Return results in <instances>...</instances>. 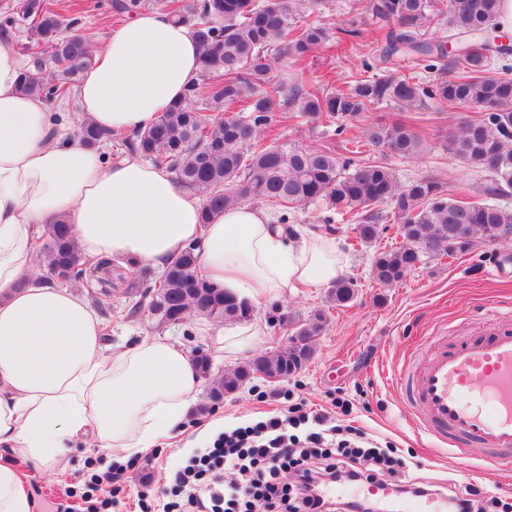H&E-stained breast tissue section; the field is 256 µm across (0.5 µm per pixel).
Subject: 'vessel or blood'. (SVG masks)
Segmentation results:
<instances>
[{
	"instance_id": "vessel-or-blood-1",
	"label": "vessel or blood",
	"mask_w": 512,
	"mask_h": 512,
	"mask_svg": "<svg viewBox=\"0 0 512 512\" xmlns=\"http://www.w3.org/2000/svg\"><path fill=\"white\" fill-rule=\"evenodd\" d=\"M426 418L419 433L464 458L465 442L479 444L495 465L512 463V327L442 344L423 364L401 370ZM395 512H448L438 495L403 498Z\"/></svg>"
}]
</instances>
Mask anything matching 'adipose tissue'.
Wrapping results in <instances>:
<instances>
[{"label": "adipose tissue", "instance_id": "obj_1", "mask_svg": "<svg viewBox=\"0 0 512 512\" xmlns=\"http://www.w3.org/2000/svg\"><path fill=\"white\" fill-rule=\"evenodd\" d=\"M22 70L1 47L0 448L50 471L62 448L88 441L118 466L185 421L200 380L180 344L110 346L81 295L40 282L33 239L43 224L63 217L84 256L158 269L198 244L200 275L255 309L332 283L346 262L335 238L293 234L250 204L202 223L199 197L165 170L136 154L108 163L101 147L53 134L46 102L18 89ZM200 76L189 27L143 11L105 34L75 89L76 111L107 133L144 130ZM204 333L214 351L236 358L262 342L265 323ZM0 512H32L18 471L2 460Z\"/></svg>", "mask_w": 512, "mask_h": 512}]
</instances>
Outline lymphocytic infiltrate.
Instances as JSON below:
<instances>
[{
  "mask_svg": "<svg viewBox=\"0 0 512 512\" xmlns=\"http://www.w3.org/2000/svg\"><path fill=\"white\" fill-rule=\"evenodd\" d=\"M355 426L333 424L329 412L295 403L286 413L275 411L254 424L221 432L212 446L190 455L178 469L164 512H330L326 485L341 479L371 481L382 470L393 471L405 492L423 495L426 487L399 468L390 451L359 445L341 438ZM237 471V480L224 479L225 469ZM295 469L300 481L283 484L280 476ZM124 486L121 472L92 473L80 506L57 512H110L112 499Z\"/></svg>",
  "mask_w": 512,
  "mask_h": 512,
  "instance_id": "obj_1",
  "label": "lymphocytic infiltrate"
}]
</instances>
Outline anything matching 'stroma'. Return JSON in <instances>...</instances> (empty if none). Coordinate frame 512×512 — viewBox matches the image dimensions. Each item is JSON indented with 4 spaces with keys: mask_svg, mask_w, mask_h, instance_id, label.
Wrapping results in <instances>:
<instances>
[{
    "mask_svg": "<svg viewBox=\"0 0 512 512\" xmlns=\"http://www.w3.org/2000/svg\"><path fill=\"white\" fill-rule=\"evenodd\" d=\"M46 2L65 18L76 20L78 30L91 34L97 42L122 21L121 15L110 9L111 0ZM352 18L362 23V36L355 46L344 51L320 50L305 62L306 75L325 76L332 90L347 88L364 77L362 61L375 55L379 47L378 25L363 12L359 0H323L309 16L316 23ZM459 113L458 107L434 103L416 114L413 124L424 136L427 148L415 160L387 159L400 183L433 173L446 182L451 195L466 189L473 200L483 199L485 178L454 159L444 147V136ZM271 132L300 146L332 142L337 149L345 147L344 142L335 141L332 130L301 122L290 105L281 106ZM323 217V211L312 205L295 212L291 224L335 237L346 260L345 276L358 281L351 307L328 308L327 290L322 287L288 295L279 305L256 309V316L264 319L280 308L299 320L308 319L316 310H326L327 323L314 339L315 353L310 362L285 380L253 379L205 414L190 412L179 429L157 442L159 457L153 466L129 470L127 488L114 498L112 512H140L139 494L145 490L150 493L152 512H162L161 495L171 486L182 460L219 431L250 423L270 409H287L292 403L302 402L316 410L332 408L339 400L344 403L346 421L355 422L379 446L394 448L399 456L412 459L415 475L434 485L439 494H447L454 483H473L512 502V468L488 464L479 448L473 449L466 462L435 449L415 430L414 420L421 417V408L394 383L396 373L407 363L411 344L422 342L419 357L424 360L443 338L474 335L503 320L512 309V277L494 274L493 267L502 259H512V246L497 244L481 248L474 257L432 261L411 271L396 286L384 287L370 276L375 249L354 245L352 222L337 214L328 223ZM199 324V318L194 317L185 325L160 327L148 312L130 317L119 309L101 321L110 344L131 345L145 337H165L189 350L209 344L200 334L186 338V328ZM108 455L106 449L78 442L64 449L63 469L53 474L18 454L13 463L33 512H54L57 504L68 502L71 491L81 487L87 462L99 465Z\"/></svg>",
    "mask_w": 512,
    "mask_h": 512,
    "instance_id": "35a3bbf8",
    "label": "stroma"
}]
</instances>
